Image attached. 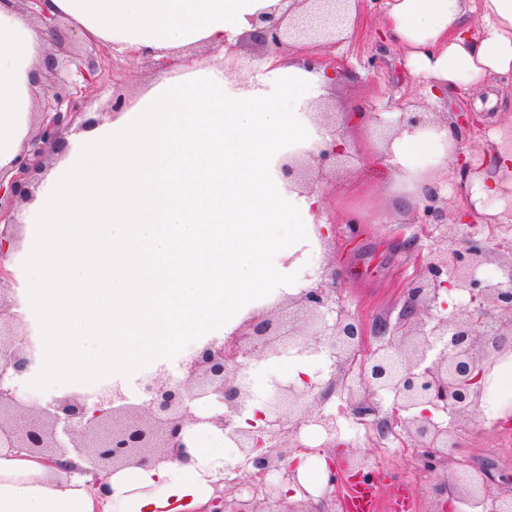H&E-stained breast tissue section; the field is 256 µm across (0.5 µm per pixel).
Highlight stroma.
Returning a JSON list of instances; mask_svg holds the SVG:
<instances>
[{
	"instance_id": "1",
	"label": "stroma",
	"mask_w": 512,
	"mask_h": 512,
	"mask_svg": "<svg viewBox=\"0 0 512 512\" xmlns=\"http://www.w3.org/2000/svg\"><path fill=\"white\" fill-rule=\"evenodd\" d=\"M384 3L385 0H360L353 35L329 49L337 66L351 72L352 78L329 88L313 105L318 122L335 127L348 152L346 161L335 172L317 178L313 184L314 191L322 196L323 213L331 227L330 237L321 244V261L335 269L346 308L368 324L382 317L397 319L402 291L416 275L419 254L427 253L431 243L420 233L422 202L406 201L405 192L392 173L385 151L382 114L404 109L432 111L442 123L457 118L459 113L475 111L477 103L493 95L497 98L495 122L463 130L456 149L464 153L481 151L494 134L512 133V83L490 92L465 87L449 90L447 110L436 111L425 83L406 67L404 49L382 41L377 32ZM121 66L127 73L125 82L118 86L104 83L91 104L105 122L116 118L111 110L114 95H124L127 102L134 104L155 83L178 76L176 70L155 68L145 59L125 60ZM354 109L365 113V124L360 130L349 131L343 117ZM468 197L461 169L456 163H449L448 185L439 200L440 207L448 211V241L458 247L471 234L493 230L499 243L492 247L478 275L505 280L512 267V190H503L495 215H481L466 223L458 221L457 215L467 206ZM354 219L360 223V233L358 245L352 250L346 240L349 223ZM338 424L340 436L334 450L337 462H344L351 449H358L381 474L382 489L413 481L417 512H435V478L428 473L418 474L412 455H384L382 440L353 416H339ZM455 440L449 472L487 465L497 474L512 473V430L486 427L478 417L458 428Z\"/></svg>"
}]
</instances>
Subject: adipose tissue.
<instances>
[{"label": "adipose tissue", "instance_id": "1", "mask_svg": "<svg viewBox=\"0 0 512 512\" xmlns=\"http://www.w3.org/2000/svg\"><path fill=\"white\" fill-rule=\"evenodd\" d=\"M280 0H46L89 38L164 55L194 43L225 48ZM382 35L408 50L432 98L458 86L512 80V0H388ZM46 36L0 4V172L11 169L35 112L31 72ZM180 95L155 84L135 110L67 137L60 163L21 217L23 269L15 313L35 349L18 384L36 397L123 384L233 335L246 314L318 279L313 257L331 235L318 194L285 176V159L317 151L331 134L312 104L335 82L294 52L245 86L180 59ZM453 126L396 137L394 176L424 198L447 175ZM469 202L512 185V140L487 148ZM481 411L512 423V351L485 374ZM189 457L90 476L0 454V512H199L222 488L221 430L186 427Z\"/></svg>", "mask_w": 512, "mask_h": 512}]
</instances>
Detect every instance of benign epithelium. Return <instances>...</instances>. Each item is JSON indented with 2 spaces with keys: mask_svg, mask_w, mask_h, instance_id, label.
I'll list each match as a JSON object with an SVG mask.
<instances>
[{
  "mask_svg": "<svg viewBox=\"0 0 512 512\" xmlns=\"http://www.w3.org/2000/svg\"><path fill=\"white\" fill-rule=\"evenodd\" d=\"M22 11L41 23L53 49L43 54L32 73L42 86L40 121L15 163L16 173L8 184L0 178V452L25 453L45 465L73 468L70 456L85 464L82 472L99 475L131 464L157 466L185 458L187 424L207 423L228 432L243 456L250 478L251 498L235 497L225 489L211 502L210 512H266L262 502L279 496L280 512H313L308 499L295 503V494L284 486L299 485L296 462L271 445L272 439L288 435V447L300 452L302 426L322 427L329 442L340 431L337 416L315 409L333 392L303 378L304 385L275 382L258 396L246 382L248 362L284 354L308 357L328 349L341 372V384L364 390V399L350 408L358 420L371 419L379 438L393 435L407 439L420 451L419 462L437 480L435 494L439 512L453 502L470 505L476 512H512V494L502 495L493 486L511 485L512 475L496 480L483 469L466 477H448L447 463L455 428L478 413L482 367L490 356L512 347V324L504 327L500 316L512 321V274L505 281L477 277V270L490 253L489 238L470 236L465 245H448V213L438 206L439 195L426 196L422 224L432 227L433 239L419 259V272L405 290V300L396 323L376 319L371 327L340 305L336 278L326 273L312 287L288 298V321L263 312L246 318L233 336L214 339L178 363L180 377L166 369L137 380L142 393L139 404L127 403L119 388L105 385L92 395H70L40 404L25 402L18 387L6 385L34 362L31 342L18 333L19 325L9 313L6 296L11 272L6 267L15 246L17 204L30 194L29 186L50 147H58L63 130L83 118L76 106L77 94L98 84L109 72L110 46L101 44L95 54H69L70 36L58 17L37 9L44 0H14ZM287 8L279 15H262L253 21L249 39L275 50L296 48L305 40V50L341 40L350 21L353 0H281ZM432 123L427 112L401 113L393 135ZM345 147L335 143L321 148L296 167L283 170L290 177L302 171L333 170ZM453 290L469 297L462 309L447 313L442 293ZM214 397L223 411L210 417L196 415V402ZM390 411L380 415L384 400ZM262 409L255 415L264 421L258 432L235 426L255 401ZM355 478L369 482L378 474L363 456L346 462Z\"/></svg>",
  "mask_w": 512,
  "mask_h": 512,
  "instance_id": "benign-epithelium-1",
  "label": "benign epithelium"
}]
</instances>
